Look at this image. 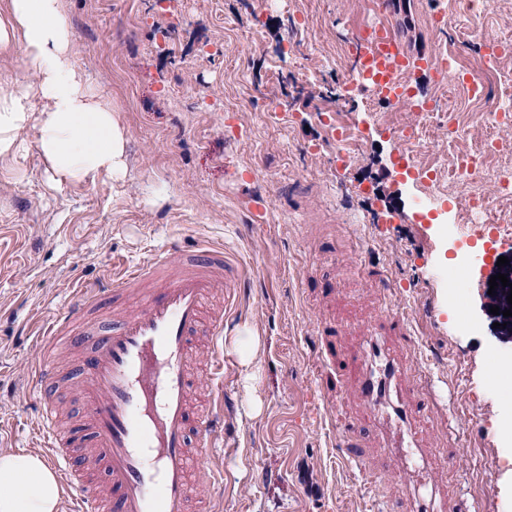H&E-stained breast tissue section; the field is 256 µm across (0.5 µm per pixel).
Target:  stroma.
Masks as SVG:
<instances>
[{"mask_svg": "<svg viewBox=\"0 0 512 512\" xmlns=\"http://www.w3.org/2000/svg\"><path fill=\"white\" fill-rule=\"evenodd\" d=\"M70 54L92 93L111 102L128 132L127 172L93 184L55 185L37 133L0 161V453L40 455L39 394L31 367L39 322L78 279L110 275L178 239L185 251L224 250V447L208 458L215 482L197 481L189 512H376L406 505L410 483L383 464L367 430L353 469L339 433L371 412L322 360L315 329L369 321L382 304L407 312L418 342L395 348L416 390L437 407L417 423L430 475L447 506L477 512L512 505V466L491 468L492 426L512 399L484 392L490 331L463 336L448 317L441 219L419 200L448 194L402 177L386 122L407 123L379 99L339 98L358 65L355 35L379 19L376 0H61ZM448 0H398L392 20L413 52L438 57L452 33L430 20ZM282 106L272 118L266 102ZM356 125L368 147L337 164L323 118ZM372 182L376 193L358 195ZM265 209L254 215L255 205ZM413 262H405V255ZM258 338L250 367L232 347ZM54 394L79 424L74 352L58 348ZM464 444L453 466L442 451Z\"/></svg>", "mask_w": 512, "mask_h": 512, "instance_id": "obj_1", "label": "stroma"}]
</instances>
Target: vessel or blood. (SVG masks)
I'll list each match as a JSON object with an SVG mask.
<instances>
[{
    "mask_svg": "<svg viewBox=\"0 0 512 512\" xmlns=\"http://www.w3.org/2000/svg\"><path fill=\"white\" fill-rule=\"evenodd\" d=\"M379 10L383 20L360 32L364 92L403 101L415 98L424 80L446 79V69L411 52L397 33L388 19L389 0H381ZM223 284V249L204 246L187 258L172 241L121 275L81 283L46 329L48 352L35 364L33 378L40 387L43 457L73 490L68 512H187L190 476L224 436L223 397H214L206 412H195L189 376L196 338L204 332L211 377L224 378V314H203L206 299ZM107 304L113 307L111 322L89 327L88 312ZM61 343L81 352L84 426L78 430L59 425L52 399L59 375L51 350ZM391 343L411 346L415 339L409 315L387 304L363 326L358 347L343 364L353 390L373 407L405 388L403 366L386 352ZM433 409L431 397L423 395L412 411L390 419L385 433L394 440L386 455L391 472L401 470V448L421 450L405 430L411 413ZM82 446L104 472L109 499L79 470L72 451Z\"/></svg>",
    "mask_w": 512,
    "mask_h": 512,
    "instance_id": "1",
    "label": "vessel or blood"
}]
</instances>
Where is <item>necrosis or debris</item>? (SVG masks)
Instances as JSON below:
<instances>
[{
  "label": "necrosis or debris",
  "instance_id": "1",
  "mask_svg": "<svg viewBox=\"0 0 512 512\" xmlns=\"http://www.w3.org/2000/svg\"><path fill=\"white\" fill-rule=\"evenodd\" d=\"M489 9V0H450L448 24L454 28L456 39L440 61L445 64L448 76H460L459 88L436 96L414 112L412 121L390 129L391 135L400 141L403 154L409 160H416L418 150L428 146V134L438 113L457 112V96L461 93L471 106L472 116L485 126L479 145L466 151L456 147L459 126L448 129L450 148L443 157V165L448 169L450 196L456 207L450 235L462 245L479 236L480 221L484 218L489 219L501 242L512 240V213L495 207L496 202L512 198V159L495 167L488 164L502 150L499 129L512 122V75L499 68L500 59L512 54V36L484 37L476 20ZM474 41L479 42L481 55L477 62L470 63L460 47ZM486 183L495 184V196L483 192Z\"/></svg>",
  "mask_w": 512,
  "mask_h": 512
}]
</instances>
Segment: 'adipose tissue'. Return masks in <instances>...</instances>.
<instances>
[{
  "label": "adipose tissue",
  "mask_w": 512,
  "mask_h": 512,
  "mask_svg": "<svg viewBox=\"0 0 512 512\" xmlns=\"http://www.w3.org/2000/svg\"><path fill=\"white\" fill-rule=\"evenodd\" d=\"M20 45L40 81L0 94V159L21 148L36 127L43 161L57 183L92 182L126 171L127 132L119 113L89 91L72 63L70 28L60 0H0V54ZM44 108L33 113L31 101ZM60 485L36 456L0 455V512H58Z\"/></svg>",
  "instance_id": "obj_1"
}]
</instances>
